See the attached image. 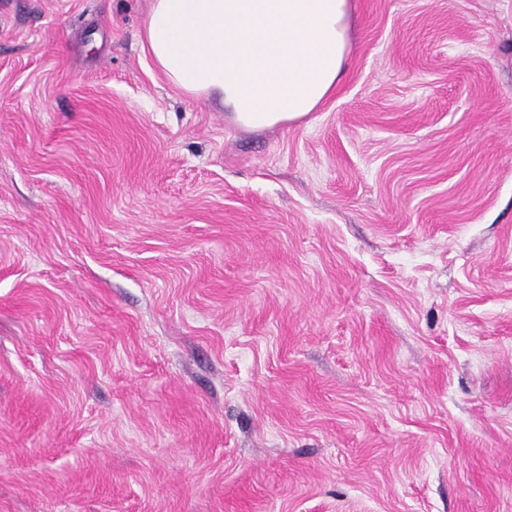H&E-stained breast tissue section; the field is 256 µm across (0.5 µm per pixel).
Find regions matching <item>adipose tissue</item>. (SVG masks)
I'll return each instance as SVG.
<instances>
[{
  "label": "adipose tissue",
  "mask_w": 512,
  "mask_h": 512,
  "mask_svg": "<svg viewBox=\"0 0 512 512\" xmlns=\"http://www.w3.org/2000/svg\"><path fill=\"white\" fill-rule=\"evenodd\" d=\"M145 45L176 88L270 128L335 90L350 53L349 0H152Z\"/></svg>",
  "instance_id": "1"
}]
</instances>
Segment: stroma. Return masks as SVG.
I'll return each mask as SVG.
<instances>
[{
    "label": "stroma",
    "mask_w": 512,
    "mask_h": 512,
    "mask_svg": "<svg viewBox=\"0 0 512 512\" xmlns=\"http://www.w3.org/2000/svg\"><path fill=\"white\" fill-rule=\"evenodd\" d=\"M150 4L0 0V512H512V0L259 130Z\"/></svg>",
    "instance_id": "1"
}]
</instances>
